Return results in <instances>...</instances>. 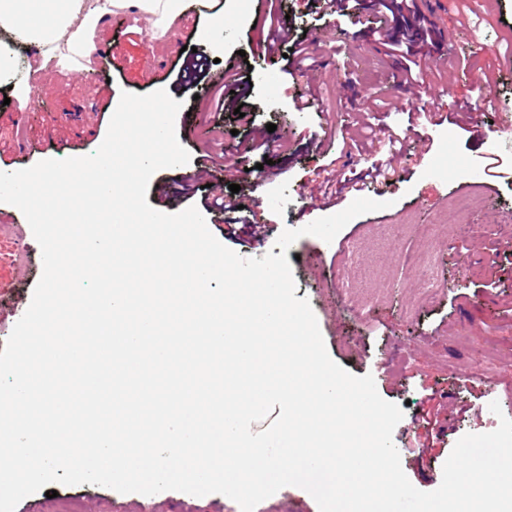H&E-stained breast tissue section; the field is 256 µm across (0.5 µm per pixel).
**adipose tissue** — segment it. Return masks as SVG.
<instances>
[{
	"instance_id": "obj_1",
	"label": "adipose tissue",
	"mask_w": 512,
	"mask_h": 512,
	"mask_svg": "<svg viewBox=\"0 0 512 512\" xmlns=\"http://www.w3.org/2000/svg\"><path fill=\"white\" fill-rule=\"evenodd\" d=\"M186 9V0H0V88L29 101L34 90L29 77L43 73L50 59L68 68L76 58H90L96 49V32L103 20L118 11L145 17L154 38L173 30ZM29 48L32 60L19 74L15 45Z\"/></svg>"
}]
</instances>
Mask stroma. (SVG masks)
Instances as JSON below:
<instances>
[{
    "label": "stroma",
    "instance_id": "stroma-1",
    "mask_svg": "<svg viewBox=\"0 0 512 512\" xmlns=\"http://www.w3.org/2000/svg\"><path fill=\"white\" fill-rule=\"evenodd\" d=\"M294 39L309 58L297 67L286 46L270 48L267 0H242L228 9L224 38L200 37L205 19L188 9L172 38L154 40L140 16L116 12L102 24L86 69L49 68L32 103L0 105V170L18 171L47 157L87 155L105 138L122 93L169 91L183 107L175 120L187 164L157 171L146 200L176 213L196 206L212 234L245 258L280 254L284 229L338 213L368 197L385 209L352 219L332 242L306 235L289 249L297 298L307 299L330 358L356 376L372 375L379 395L402 406L393 432L401 466L419 490L432 491L455 443L487 433L500 416L512 418V244L501 242L495 220L512 217V0H439L428 11L433 43L413 55L375 41L382 7L362 0L357 14L324 16L311 0H277ZM494 48L493 57L481 47ZM204 57L196 82L181 75L184 62ZM249 74L239 89L241 114L214 111L209 96L226 69ZM493 70V112L480 127L460 115L473 103L475 85ZM418 74L410 82L409 74ZM447 85V97L432 93ZM275 124L267 132V124ZM397 139L395 170L371 180L368 168ZM263 133L267 150L241 145ZM482 175L472 186L470 175ZM251 211L258 232L232 228L210 210L230 185ZM481 225L479 235L449 234L458 214ZM8 227L27 252L14 261L13 244L0 241V348L27 310L42 271L41 249L23 213L0 203ZM437 241L439 288L412 263L427 238ZM363 243L361 277L343 280L350 242ZM16 241V242H17ZM499 402L501 414L489 405ZM57 497L38 491L16 512H240L220 494L179 491L146 496L94 485H57Z\"/></svg>",
    "mask_w": 512,
    "mask_h": 512
}]
</instances>
